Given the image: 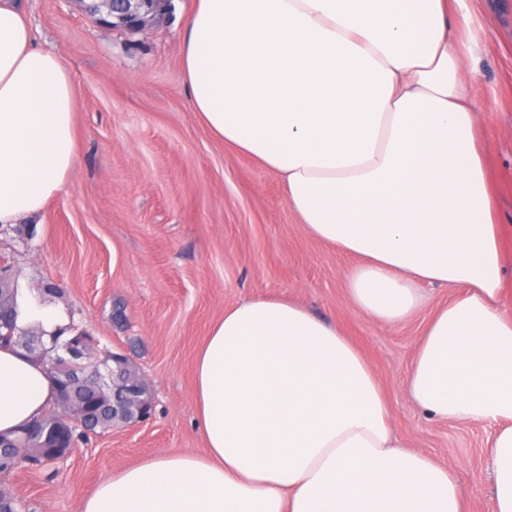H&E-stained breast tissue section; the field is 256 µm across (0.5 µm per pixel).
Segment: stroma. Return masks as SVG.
<instances>
[{"label": "stroma", "mask_w": 512, "mask_h": 512, "mask_svg": "<svg viewBox=\"0 0 512 512\" xmlns=\"http://www.w3.org/2000/svg\"><path fill=\"white\" fill-rule=\"evenodd\" d=\"M482 29L474 68L481 143L512 251V0H466ZM193 0H170L150 29L92 23L80 0H26L39 47L58 52L75 87L77 159L41 223L0 232V264L126 354L153 409L142 423L90 435L57 467L0 474L27 512H82L112 473L162 454L204 453L193 416L194 360L226 307L289 296L335 320L370 361L397 436L456 469L469 512H490L488 423L435 421L406 390L428 316L386 328L345 296L341 255L302 230L276 175L228 150L192 109L181 64Z\"/></svg>", "instance_id": "obj_1"}]
</instances>
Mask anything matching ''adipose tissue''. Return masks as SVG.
<instances>
[{
  "instance_id": "1",
  "label": "adipose tissue",
  "mask_w": 512,
  "mask_h": 512,
  "mask_svg": "<svg viewBox=\"0 0 512 512\" xmlns=\"http://www.w3.org/2000/svg\"><path fill=\"white\" fill-rule=\"evenodd\" d=\"M466 0H195L181 57L199 120L274 172L313 239L352 258L346 297L395 327L435 304L407 377L437 421L489 422L491 512H512V255L464 78ZM74 83L0 0V227L41 218L76 162ZM19 329L61 326L16 295ZM44 363L0 348V434L45 414ZM204 454L113 473L82 512H465L453 465L408 449L373 368L287 297L226 308L195 362Z\"/></svg>"
}]
</instances>
